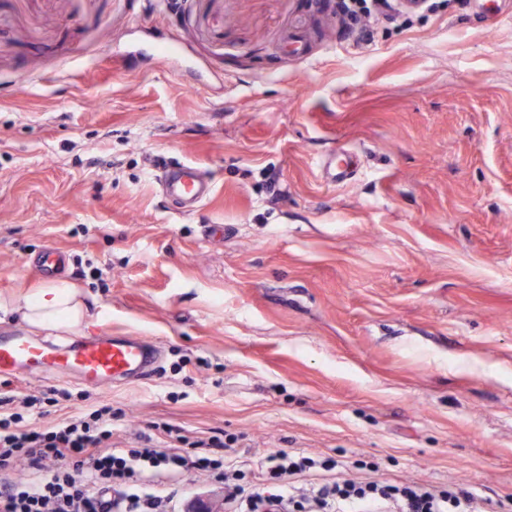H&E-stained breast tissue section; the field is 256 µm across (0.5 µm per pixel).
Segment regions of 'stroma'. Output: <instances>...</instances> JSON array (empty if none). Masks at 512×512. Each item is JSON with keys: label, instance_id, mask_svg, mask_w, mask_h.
Segmentation results:
<instances>
[{"label": "stroma", "instance_id": "stroma-1", "mask_svg": "<svg viewBox=\"0 0 512 512\" xmlns=\"http://www.w3.org/2000/svg\"><path fill=\"white\" fill-rule=\"evenodd\" d=\"M341 2L0 0V303L57 247L77 334L162 344L95 391L117 435L242 434L512 512V0L351 30ZM175 160L213 181L187 214Z\"/></svg>", "mask_w": 512, "mask_h": 512}]
</instances>
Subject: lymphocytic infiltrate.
<instances>
[{"label": "lymphocytic infiltrate", "instance_id": "f902f5d3", "mask_svg": "<svg viewBox=\"0 0 512 512\" xmlns=\"http://www.w3.org/2000/svg\"><path fill=\"white\" fill-rule=\"evenodd\" d=\"M190 468L223 487L224 512H479L463 482L364 480L283 449L254 461L168 424L118 442L111 404L87 394L0 395V512H178Z\"/></svg>", "mask_w": 512, "mask_h": 512}]
</instances>
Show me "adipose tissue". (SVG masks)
<instances>
[{"mask_svg":"<svg viewBox=\"0 0 512 512\" xmlns=\"http://www.w3.org/2000/svg\"><path fill=\"white\" fill-rule=\"evenodd\" d=\"M0 312L16 313L38 328L76 327L84 312V305L68 281L60 280L22 300L0 305Z\"/></svg>","mask_w":512,"mask_h":512,"instance_id":"ef3b65f1","label":"adipose tissue"}]
</instances>
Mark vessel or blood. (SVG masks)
Listing matches in <instances>:
<instances>
[{
  "mask_svg": "<svg viewBox=\"0 0 512 512\" xmlns=\"http://www.w3.org/2000/svg\"><path fill=\"white\" fill-rule=\"evenodd\" d=\"M160 180L167 197L192 209L213 192L212 181L189 163L169 165ZM64 262L63 251L50 247L41 253L34 270L40 278L50 280L60 273ZM159 363L158 347L140 336H101L90 331L66 343L25 333L0 336V374L28 371L58 381L76 378L101 387L154 374Z\"/></svg>",
  "mask_w": 512,
  "mask_h": 512,
  "instance_id": "b4317fda",
  "label": "vessel or blood"
}]
</instances>
